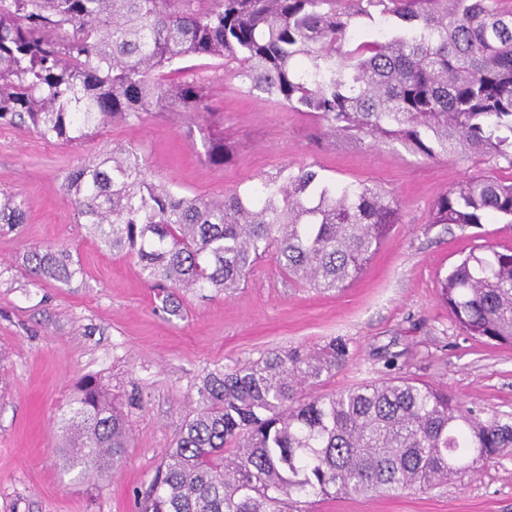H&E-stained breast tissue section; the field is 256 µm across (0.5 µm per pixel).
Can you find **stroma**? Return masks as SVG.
Masks as SVG:
<instances>
[{"mask_svg":"<svg viewBox=\"0 0 512 512\" xmlns=\"http://www.w3.org/2000/svg\"><path fill=\"white\" fill-rule=\"evenodd\" d=\"M188 75L208 96L204 128L232 149L224 168L204 163L200 137L179 112L150 114L133 126L109 123L69 145L0 126V189L28 204L20 231L0 233V512H135V494L167 456L206 371L271 350L318 348L336 336L348 340L351 360L321 392L387 377L394 355L402 375L447 389L484 416L512 414V345L461 331L437 281L473 245L512 248V224L446 230L427 223L449 187L481 173L509 182L512 169L488 157L425 161L397 143L374 148L325 137L307 116L247 93L216 60L187 59L155 78L169 84ZM120 146L137 148L155 179L207 198L314 163L333 182L394 193L401 220L345 288L323 292L288 279L270 253L232 295L185 294L182 317L170 318L157 310L136 260L102 250L61 187L81 161ZM49 246L67 248L82 276L67 284L33 281L24 254ZM88 374L100 377L117 403L134 393L141 402L129 407L132 436L120 465L84 475L64 466L55 420ZM312 510L512 512V455L431 489L326 498Z\"/></svg>","mask_w":512,"mask_h":512,"instance_id":"1","label":"stroma"}]
</instances>
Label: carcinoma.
Instances as JSON below:
<instances>
[{"label":"carcinoma","instance_id":"obj_1","mask_svg":"<svg viewBox=\"0 0 512 512\" xmlns=\"http://www.w3.org/2000/svg\"><path fill=\"white\" fill-rule=\"evenodd\" d=\"M188 57L223 60L248 93L309 116L330 137L512 168V11L494 0H0V124L69 144L164 109L193 121L210 111L199 85L151 79ZM199 135L205 163L224 167V139ZM62 188L104 250L137 259L170 317L182 316L183 291L234 293L272 250L283 275L342 288L401 210L391 193L336 184L312 165L219 199L189 196L155 182L132 147L81 163ZM26 214L0 190L1 231ZM506 217L512 182L479 175L440 194L429 224ZM25 262L37 280L83 275L65 249L35 247ZM439 288L460 329L512 344V248L474 247ZM349 359L348 341L334 337L316 351H272L206 373L138 512H307L312 498L471 477L512 451V420H483L435 385L391 377L317 392ZM59 425L71 469L101 472L128 447L129 416L92 375Z\"/></svg>","mask_w":512,"mask_h":512}]
</instances>
